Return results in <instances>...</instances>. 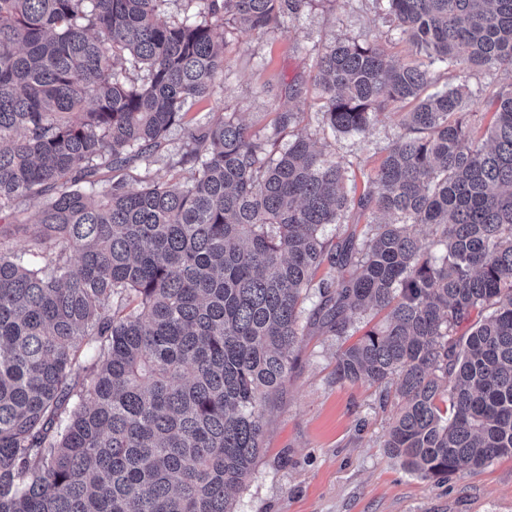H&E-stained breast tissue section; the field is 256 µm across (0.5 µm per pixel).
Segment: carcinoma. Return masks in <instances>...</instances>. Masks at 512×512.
Returning <instances> with one entry per match:
<instances>
[{"instance_id": "1", "label": "carcinoma", "mask_w": 512, "mask_h": 512, "mask_svg": "<svg viewBox=\"0 0 512 512\" xmlns=\"http://www.w3.org/2000/svg\"><path fill=\"white\" fill-rule=\"evenodd\" d=\"M166 2L0 0V512H234L313 287L311 318L338 336L389 310L336 380L396 379L385 447L409 471L512 456V82L483 131L466 88L427 92L435 63L512 74V0H384L426 64L322 48L332 131L413 105L358 197L307 133L277 153L222 112L184 128L183 182L152 178L223 81L216 28L259 35L308 4L183 0L175 22ZM368 211L392 220L323 237Z\"/></svg>"}]
</instances>
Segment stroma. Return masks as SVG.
I'll return each instance as SVG.
<instances>
[{"mask_svg":"<svg viewBox=\"0 0 512 512\" xmlns=\"http://www.w3.org/2000/svg\"><path fill=\"white\" fill-rule=\"evenodd\" d=\"M224 43V79L215 98L192 106L205 123L214 106L235 114L260 135H277L286 148L292 130L276 131L278 113H298L299 126L317 150L343 161L347 189L360 195L400 132L396 115L383 114L365 132L324 128L323 94L315 81L316 47L369 38L402 64L417 60L374 0H313L298 20L257 36L233 24L218 29ZM433 89L465 86L479 125H487L488 88L512 82L501 72L430 68ZM382 319L368 311L353 317L345 335L312 327L291 356L288 378L266 408L264 453L245 486L234 495L236 512H512V457L481 468L425 480L408 472L384 446L394 402H382L385 386L338 382L336 355Z\"/></svg>","mask_w":512,"mask_h":512,"instance_id":"35a3bbf8","label":"stroma"}]
</instances>
